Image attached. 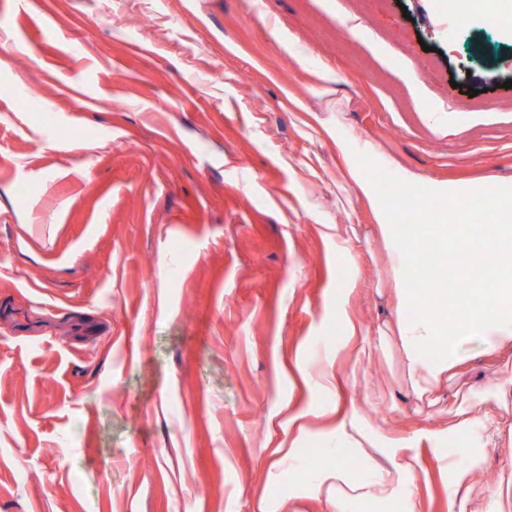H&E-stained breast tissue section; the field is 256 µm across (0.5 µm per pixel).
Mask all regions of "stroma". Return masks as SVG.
I'll return each mask as SVG.
<instances>
[{"label": "stroma", "mask_w": 512, "mask_h": 512, "mask_svg": "<svg viewBox=\"0 0 512 512\" xmlns=\"http://www.w3.org/2000/svg\"><path fill=\"white\" fill-rule=\"evenodd\" d=\"M442 3L0 0V512H325L330 439L309 420L289 458L288 408L338 402L418 460L367 512H448L474 459L494 512L512 436L412 398L349 172L512 186V22ZM348 328L362 380L307 387L299 350L347 364ZM456 347L458 386L498 382L481 337Z\"/></svg>", "instance_id": "obj_1"}]
</instances>
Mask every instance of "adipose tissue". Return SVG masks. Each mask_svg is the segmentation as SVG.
Returning <instances> with one entry per match:
<instances>
[{"label": "adipose tissue", "mask_w": 512, "mask_h": 512, "mask_svg": "<svg viewBox=\"0 0 512 512\" xmlns=\"http://www.w3.org/2000/svg\"><path fill=\"white\" fill-rule=\"evenodd\" d=\"M376 230L387 246L397 306L406 308L417 300L416 294L400 278L413 259L409 243L394 237L387 221H379ZM447 315L457 320L464 334L482 337L491 352L503 356L500 370L507 384L512 385V289L492 287L457 294L446 315L426 310L415 320L398 321L403 367L414 396L421 399L433 393L444 381L455 378L464 365L463 356L440 327ZM328 433L336 445L324 449L323 454L332 463L314 477L315 495L328 512H347L354 503L370 505L388 500L414 469L409 457L388 464L378 463V456L385 453L379 436L362 425L354 409L335 410ZM349 453L365 460L372 470L370 478L357 480L350 476L339 462L340 457Z\"/></svg>", "instance_id": "ef3b65f1"}]
</instances>
